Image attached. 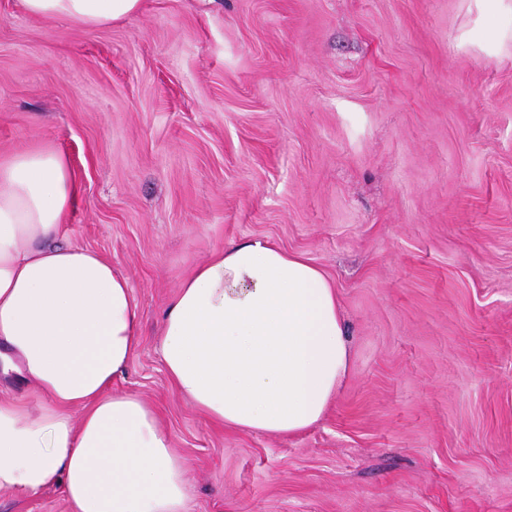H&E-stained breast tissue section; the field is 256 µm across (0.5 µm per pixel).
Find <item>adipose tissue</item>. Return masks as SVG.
Instances as JSON below:
<instances>
[{
    "label": "adipose tissue",
    "instance_id": "adipose-tissue-1",
    "mask_svg": "<svg viewBox=\"0 0 512 512\" xmlns=\"http://www.w3.org/2000/svg\"><path fill=\"white\" fill-rule=\"evenodd\" d=\"M94 30L143 0H22ZM79 195L50 144L0 156V489L61 488L69 512H186L189 476L154 409L112 383L137 353L138 304L97 252L62 241ZM171 385L213 422L288 437L317 423L350 366L336 290L304 255L232 243L184 278L162 322Z\"/></svg>",
    "mask_w": 512,
    "mask_h": 512
}]
</instances>
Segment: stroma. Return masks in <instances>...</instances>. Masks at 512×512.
Segmentation results:
<instances>
[{
    "instance_id": "obj_1",
    "label": "stroma",
    "mask_w": 512,
    "mask_h": 512,
    "mask_svg": "<svg viewBox=\"0 0 512 512\" xmlns=\"http://www.w3.org/2000/svg\"><path fill=\"white\" fill-rule=\"evenodd\" d=\"M36 143L79 185L68 240L132 286L113 387L157 408L189 512H512V0H144L96 30L0 0V155ZM243 239L336 289L349 372L297 436L214 425L159 352Z\"/></svg>"
}]
</instances>
